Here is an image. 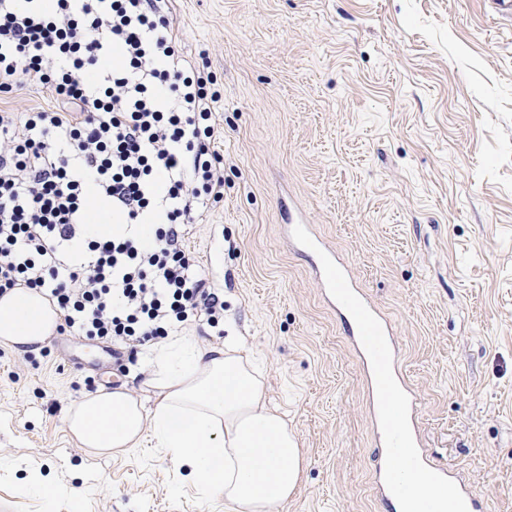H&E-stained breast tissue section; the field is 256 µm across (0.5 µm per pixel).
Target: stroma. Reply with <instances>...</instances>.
<instances>
[{
  "label": "stroma",
  "instance_id": "stroma-1",
  "mask_svg": "<svg viewBox=\"0 0 512 512\" xmlns=\"http://www.w3.org/2000/svg\"><path fill=\"white\" fill-rule=\"evenodd\" d=\"M223 104L224 199L187 241L306 460L275 512H381L372 393L288 241L301 208L389 318L430 460L512 512V27L483 0H178ZM0 346V512H230L159 449L90 457L63 418L120 384L99 342ZM45 482L28 487L30 470Z\"/></svg>",
  "mask_w": 512,
  "mask_h": 512
}]
</instances>
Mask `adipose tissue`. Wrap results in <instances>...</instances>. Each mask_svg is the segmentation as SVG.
Returning a JSON list of instances; mask_svg holds the SVG:
<instances>
[{"label": "adipose tissue", "instance_id": "adipose-tissue-1", "mask_svg": "<svg viewBox=\"0 0 512 512\" xmlns=\"http://www.w3.org/2000/svg\"><path fill=\"white\" fill-rule=\"evenodd\" d=\"M57 321L39 292L0 296V344L13 350L40 349ZM241 347L236 336L218 348L183 332L168 336L149 355L152 408L126 389L101 390L70 404L65 427L95 456L122 457L155 443L231 512H274L294 493L305 460Z\"/></svg>", "mask_w": 512, "mask_h": 512}]
</instances>
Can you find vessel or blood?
Returning a JSON list of instances; mask_svg holds the SVG:
<instances>
[{"label":"vessel or blood","instance_id":"b4317fda","mask_svg":"<svg viewBox=\"0 0 512 512\" xmlns=\"http://www.w3.org/2000/svg\"><path fill=\"white\" fill-rule=\"evenodd\" d=\"M289 238L300 250L311 253L316 279L337 312L346 316L347 332L359 352L370 383L394 386L398 400L372 408L374 431L386 457L376 475L379 502L385 512H404L405 475H415L434 491L454 490L462 512H484L475 487L455 468L433 466L423 450L416 424L420 399L400 366L393 327L386 316L358 288L351 268L301 217L288 225Z\"/></svg>","mask_w":512,"mask_h":512}]
</instances>
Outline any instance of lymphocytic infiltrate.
Wrapping results in <instances>:
<instances>
[{
	"instance_id": "lymphocytic-infiltrate-1",
	"label": "lymphocytic infiltrate",
	"mask_w": 512,
	"mask_h": 512,
	"mask_svg": "<svg viewBox=\"0 0 512 512\" xmlns=\"http://www.w3.org/2000/svg\"><path fill=\"white\" fill-rule=\"evenodd\" d=\"M158 0H0V95L24 78L54 104L0 109V296L42 293L57 331L134 353L189 323L224 325L183 240L224 197L220 97ZM127 233H100L94 203ZM158 216L152 242L134 233Z\"/></svg>"
}]
</instances>
